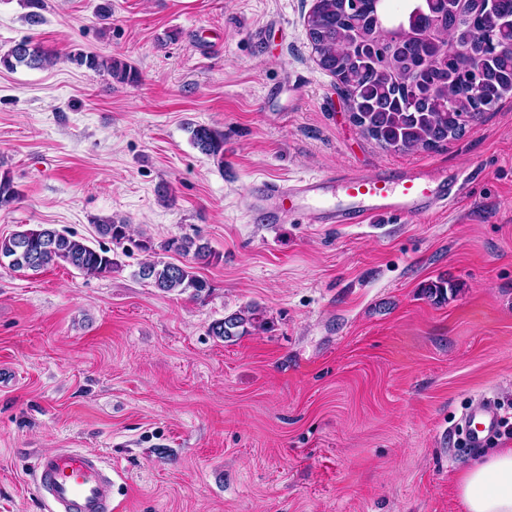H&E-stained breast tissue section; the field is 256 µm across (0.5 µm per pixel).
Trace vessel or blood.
<instances>
[{
	"instance_id": "b4317fda",
	"label": "vessel or blood",
	"mask_w": 512,
	"mask_h": 512,
	"mask_svg": "<svg viewBox=\"0 0 512 512\" xmlns=\"http://www.w3.org/2000/svg\"><path fill=\"white\" fill-rule=\"evenodd\" d=\"M464 189L461 174L438 175L415 168L396 175L342 170L290 182H266L262 194L278 202V210L317 224L344 225L367 224L385 215L436 213L458 203ZM275 211L259 207L254 217L268 220ZM500 419L492 398H475L463 417L468 447H484L496 434ZM36 488L48 499L52 512H121L126 484L119 475L106 471L100 455L66 448L38 456Z\"/></svg>"
}]
</instances>
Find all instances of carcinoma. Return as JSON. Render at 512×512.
Returning <instances> with one entry per match:
<instances>
[{
    "label": "carcinoma",
    "mask_w": 512,
    "mask_h": 512,
    "mask_svg": "<svg viewBox=\"0 0 512 512\" xmlns=\"http://www.w3.org/2000/svg\"><path fill=\"white\" fill-rule=\"evenodd\" d=\"M343 0H315L307 16L312 51L322 58L317 65L336 78L356 101L358 127L378 145L391 151L434 149L462 136L460 129L478 123L483 114L512 96V52L500 49L503 33L491 23L484 0H408L396 21L388 15L389 0H363L357 10H344ZM492 57L483 69L482 96L474 100L469 88L476 63ZM70 60L92 71H105L119 83L136 79L124 61L77 51ZM55 55L39 43L25 39L0 55V67L24 65L44 68ZM192 143L201 153L224 159V132L207 126L191 130ZM21 193L10 172L0 171V209L19 201ZM100 235L117 245L129 239L124 220H98ZM141 251H174L200 263L216 254L193 237L170 238L160 245L145 238ZM14 271H39L66 263L93 275L117 266L107 248H94L85 240L41 224H24L8 237H0V262ZM138 275L162 292L197 293L207 288L189 265L148 259ZM262 326L258 309L247 307L212 324V335L230 341Z\"/></svg>",
    "instance_id": "carcinoma-1"
}]
</instances>
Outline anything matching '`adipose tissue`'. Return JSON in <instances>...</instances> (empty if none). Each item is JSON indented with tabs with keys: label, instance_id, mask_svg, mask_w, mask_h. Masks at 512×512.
Returning <instances> with one entry per match:
<instances>
[{
	"label": "adipose tissue",
	"instance_id": "adipose-tissue-1",
	"mask_svg": "<svg viewBox=\"0 0 512 512\" xmlns=\"http://www.w3.org/2000/svg\"><path fill=\"white\" fill-rule=\"evenodd\" d=\"M457 493L465 512H512V448H498L460 477Z\"/></svg>",
	"mask_w": 512,
	"mask_h": 512
}]
</instances>
